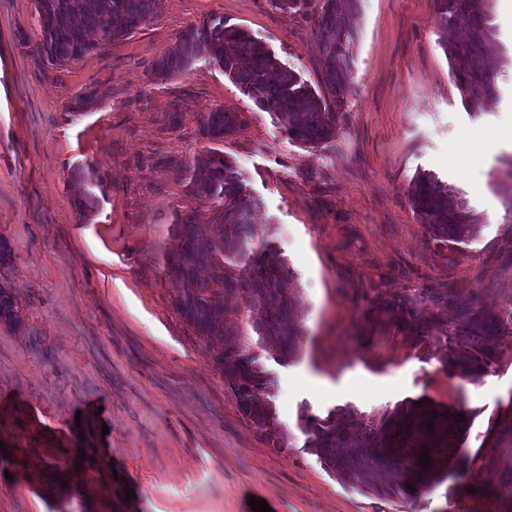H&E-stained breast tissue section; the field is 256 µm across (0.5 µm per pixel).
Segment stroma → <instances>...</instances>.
Returning a JSON list of instances; mask_svg holds the SVG:
<instances>
[{"label": "stroma", "mask_w": 512, "mask_h": 512, "mask_svg": "<svg viewBox=\"0 0 512 512\" xmlns=\"http://www.w3.org/2000/svg\"><path fill=\"white\" fill-rule=\"evenodd\" d=\"M358 7L344 115L309 147L207 61L154 74L185 28L220 15L329 97L312 22L267 0H158L110 56L54 69L37 61L33 0H0V284L20 300L16 323L0 322V397L18 399L0 411V512H252V498L271 512H512V336L474 382L374 307L448 284L481 288L491 310L512 294V26L492 0L497 98L474 112L438 44L434 0ZM89 91L96 106L70 111ZM218 108L238 125L209 141L199 117ZM467 131L498 134L495 149L472 155ZM211 150L259 201L252 223L299 296L301 357L257 354L293 436L287 451L243 420L165 269L177 216L208 211L186 183ZM89 162L104 191L85 214L68 182ZM419 171L466 200L477 236L435 248L406 195ZM406 400L464 415L452 444L465 475L450 465L429 489L386 499L344 486L302 449L301 410L370 414Z\"/></svg>", "instance_id": "35a3bbf8"}]
</instances>
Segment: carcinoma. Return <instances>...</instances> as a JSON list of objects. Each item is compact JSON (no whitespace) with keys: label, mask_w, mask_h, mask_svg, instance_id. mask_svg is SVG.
Here are the masks:
<instances>
[{"label":"carcinoma","mask_w":512,"mask_h":512,"mask_svg":"<svg viewBox=\"0 0 512 512\" xmlns=\"http://www.w3.org/2000/svg\"><path fill=\"white\" fill-rule=\"evenodd\" d=\"M35 2L41 31L38 62L59 68L91 51L110 53L148 22L155 0ZM268 2L276 10L312 20L336 106L327 104L296 72L283 66L265 44L227 24L222 16L183 30L173 50L157 61L155 73L170 79L205 59L255 98L262 110L273 113L291 138L314 146L331 138L342 115L359 28L357 0ZM489 2L434 0L441 32L458 27L467 31L465 40L445 38L440 45L455 86L474 112L485 110L496 99ZM236 126V116L221 108L200 115L201 132L208 140L222 141ZM101 185L100 170L92 163L71 175L69 187L82 212L98 206L96 190ZM187 191L211 203L213 235L203 242L198 239V225L204 220L195 210L177 218L180 245L166 256L169 273L182 283L176 307L200 340H220L213 361L245 422L271 447L291 448L290 434L278 418L271 377L253 347L280 365L299 358L303 330L294 314L293 273L274 245L255 237L250 216L258 201L245 190L223 153L210 151L198 159ZM407 197L417 223L438 248L475 234L481 224L455 190L431 172L419 171L412 177ZM226 294L244 300L255 337L224 323V312L217 303ZM424 302L437 312L422 319L417 306ZM19 307L18 298L0 285V320L13 324ZM379 308L417 347L438 354L445 368L474 380L494 363L498 337L512 336V304L491 313L482 306L476 289L463 297L451 285L415 288L380 298ZM443 310L458 316L455 328L442 318ZM456 418L431 404L420 406L408 400L377 415H358L350 407L332 410L324 417L302 412L297 428L305 436L303 451L316 456L343 484L393 498L411 493L410 485L419 491L438 480L443 461L433 459L424 469L419 459L432 448L448 451L451 435L461 427ZM429 424L433 428H427Z\"/></svg>","instance_id":"cac0c4a2"}]
</instances>
